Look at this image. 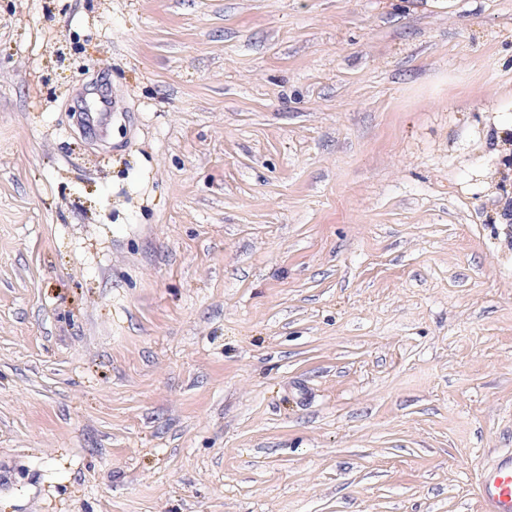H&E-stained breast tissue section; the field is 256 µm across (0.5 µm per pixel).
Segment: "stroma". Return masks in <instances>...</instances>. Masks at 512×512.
I'll list each match as a JSON object with an SVG mask.
<instances>
[{
  "label": "stroma",
  "instance_id": "stroma-1",
  "mask_svg": "<svg viewBox=\"0 0 512 512\" xmlns=\"http://www.w3.org/2000/svg\"><path fill=\"white\" fill-rule=\"evenodd\" d=\"M509 450L512 0H0V512H481Z\"/></svg>",
  "mask_w": 512,
  "mask_h": 512
}]
</instances>
